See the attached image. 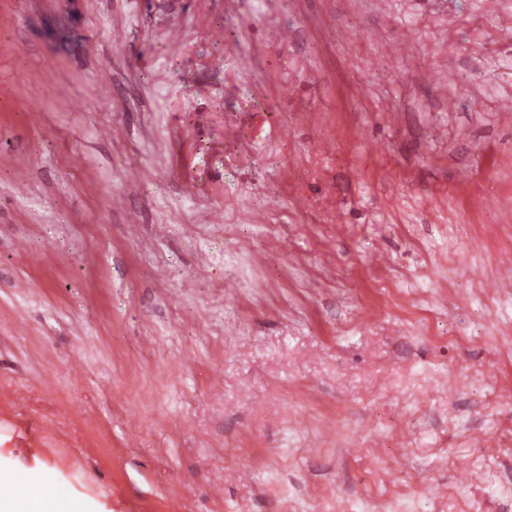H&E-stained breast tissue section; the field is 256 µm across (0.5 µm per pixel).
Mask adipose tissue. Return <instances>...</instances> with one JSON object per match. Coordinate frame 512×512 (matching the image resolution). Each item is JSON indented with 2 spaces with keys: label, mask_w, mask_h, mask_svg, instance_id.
Segmentation results:
<instances>
[{
  "label": "adipose tissue",
  "mask_w": 512,
  "mask_h": 512,
  "mask_svg": "<svg viewBox=\"0 0 512 512\" xmlns=\"http://www.w3.org/2000/svg\"><path fill=\"white\" fill-rule=\"evenodd\" d=\"M0 490L6 493L0 512H92L88 505L73 503L68 487L47 475L16 483L0 473Z\"/></svg>",
  "instance_id": "adipose-tissue-1"
}]
</instances>
